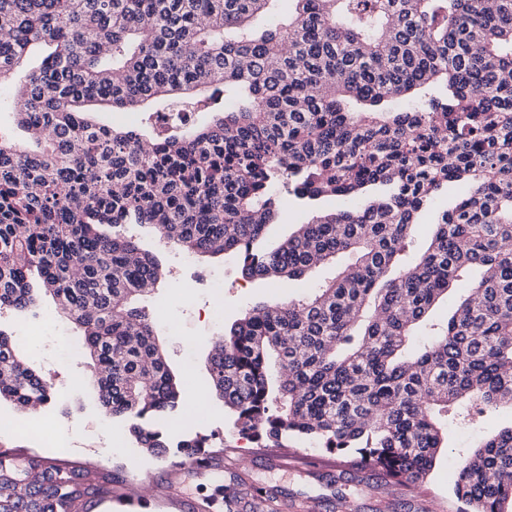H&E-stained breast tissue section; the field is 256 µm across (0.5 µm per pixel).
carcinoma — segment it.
<instances>
[{
	"mask_svg": "<svg viewBox=\"0 0 512 512\" xmlns=\"http://www.w3.org/2000/svg\"><path fill=\"white\" fill-rule=\"evenodd\" d=\"M0 0V311L40 288L82 332L106 416L140 447L180 389L141 298L157 254L120 231L149 225L192 255L233 253L246 280L312 291L245 309L209 358L211 389L261 448L310 440L357 469L419 489L448 424L512 406V0ZM46 51L19 75L29 49ZM156 107L136 129L99 108ZM181 118L159 131L162 113ZM451 181L467 184L406 259ZM343 200L275 247L285 199ZM451 292L428 343L416 329ZM42 407L52 388L0 330V400ZM204 435L176 444L206 462ZM464 512H512V426L455 457ZM112 473L0 446V512H91Z\"/></svg>",
	"mask_w": 512,
	"mask_h": 512,
	"instance_id": "1",
	"label": "carcinoma"
}]
</instances>
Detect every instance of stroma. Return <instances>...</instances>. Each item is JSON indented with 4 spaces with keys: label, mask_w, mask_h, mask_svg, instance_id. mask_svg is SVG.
<instances>
[{
    "label": "stroma",
    "mask_w": 512,
    "mask_h": 512,
    "mask_svg": "<svg viewBox=\"0 0 512 512\" xmlns=\"http://www.w3.org/2000/svg\"><path fill=\"white\" fill-rule=\"evenodd\" d=\"M158 249L167 272L164 281L144 299L159 318L161 344L167 362L177 377L182 406L165 429L170 444L188 436H208L214 451L243 460L244 470L225 472V486L235 488L237 503L254 512L258 499H265L264 512H341L343 500L353 501L356 512H460L462 504L454 495L455 474L447 458H440L426 487L407 492L385 484L381 476L365 471L346 470L336 455H325L299 443L295 457L317 462L314 472L296 468L280 469V448L258 447L253 439H239L224 419V403L209 390L207 357L213 342L222 336L246 307L283 302L305 294V283L270 284L242 279L235 257L221 259L188 257L181 249ZM70 323L61 313L56 299L41 293L36 313L17 318L0 315V329L8 331L25 362L42 374L52 387L53 399L40 414L12 402L0 401V445L21 453L39 452L69 462H82L84 451L100 456L99 468L112 471L117 478L132 475L165 479L174 457L155 456L137 447L126 420L105 418L90 381L88 358L72 368L58 367L55 352L59 329ZM27 422L26 432L15 431L13 422ZM512 425V408L504 406L479 417L471 428L452 429L448 447L460 453L473 447L487 434ZM121 444L122 453L112 451Z\"/></svg>",
    "instance_id": "obj_1"
}]
</instances>
